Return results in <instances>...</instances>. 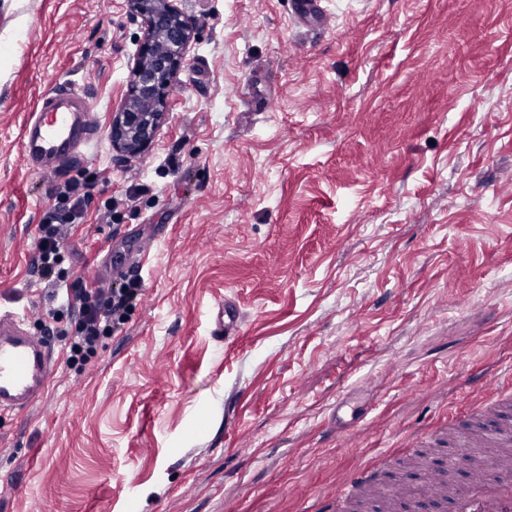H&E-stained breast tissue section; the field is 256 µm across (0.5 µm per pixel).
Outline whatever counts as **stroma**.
I'll return each instance as SVG.
<instances>
[{"label": "stroma", "instance_id": "35a3bbf8", "mask_svg": "<svg viewBox=\"0 0 512 512\" xmlns=\"http://www.w3.org/2000/svg\"><path fill=\"white\" fill-rule=\"evenodd\" d=\"M319 6L305 26L293 0H185L167 117L123 158L142 19L0 0V307L60 360L46 410L0 416V512H334L357 465L398 482L388 456L463 416L474 372L512 387V0ZM65 80L97 131L49 175L22 130ZM71 183L83 218L49 281L39 224ZM113 265L143 294L69 365L68 291Z\"/></svg>", "mask_w": 512, "mask_h": 512}]
</instances>
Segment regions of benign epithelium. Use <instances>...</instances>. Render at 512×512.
<instances>
[{
  "label": "benign epithelium",
  "instance_id": "7a95c632",
  "mask_svg": "<svg viewBox=\"0 0 512 512\" xmlns=\"http://www.w3.org/2000/svg\"><path fill=\"white\" fill-rule=\"evenodd\" d=\"M141 16L145 34L136 54L123 104L112 113L109 135L113 149L138 154L153 142L166 119L174 82L194 37L180 0H127Z\"/></svg>",
  "mask_w": 512,
  "mask_h": 512
}]
</instances>
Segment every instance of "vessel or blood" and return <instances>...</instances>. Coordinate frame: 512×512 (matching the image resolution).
I'll use <instances>...</instances> for the list:
<instances>
[{
	"label": "vessel or blood",
	"mask_w": 512,
	"mask_h": 512,
	"mask_svg": "<svg viewBox=\"0 0 512 512\" xmlns=\"http://www.w3.org/2000/svg\"><path fill=\"white\" fill-rule=\"evenodd\" d=\"M94 129L92 109L83 94L63 84L41 101L26 127L23 148L32 166L59 170L76 156L81 143ZM27 317L14 310H0V415L27 411L40 404L56 373L57 361L45 337L25 328ZM486 427L481 434L461 433L465 453L455 457L467 468L468 449L485 440L512 438V405L508 402L483 406ZM377 471L360 465L344 473L328 495L336 512H347L363 488L379 483ZM456 512H512V468L501 467L497 476L478 473L471 483L450 488Z\"/></svg>",
	"instance_id": "obj_1"
}]
</instances>
